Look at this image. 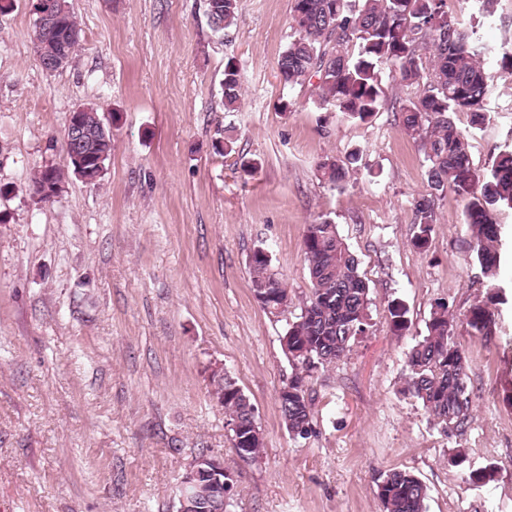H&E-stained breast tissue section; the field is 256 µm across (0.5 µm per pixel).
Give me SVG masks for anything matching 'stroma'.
I'll return each mask as SVG.
<instances>
[{
	"label": "stroma",
	"instance_id": "1",
	"mask_svg": "<svg viewBox=\"0 0 512 512\" xmlns=\"http://www.w3.org/2000/svg\"><path fill=\"white\" fill-rule=\"evenodd\" d=\"M69 2L83 40L51 75L37 62L31 0L0 13V512H176L201 449L232 474L236 512H381L377 483L391 469L426 484L428 512H512V211L497 216L503 302L486 340L465 325L488 282L461 198L437 197L427 251L410 243L414 202L429 188L390 104L420 87L384 78L386 106L360 122L320 110L309 88L284 86L277 61L292 0H239L221 40L203 0ZM448 8L478 16L484 43L512 44V0H494L487 16L472 0ZM230 57L242 68L235 112L220 91ZM485 67L490 121L476 131L468 113L454 116L479 171L512 146V76ZM82 104L112 129L106 169L91 184L68 174L55 200L34 201L27 184L61 163L67 116ZM227 134L236 153L224 158L212 145ZM353 152L356 170L333 188L319 163ZM321 217L360 261L371 328L309 378L316 434L305 440L279 411L292 372L285 319L255 300L248 261L267 249L289 297L305 299L302 240ZM441 297L473 390L461 436L401 391L405 354ZM395 298L408 309L403 336L391 327ZM218 365L256 407L259 463L226 439ZM459 448L467 461L455 466ZM489 465L493 480L467 482L469 469Z\"/></svg>",
	"mask_w": 512,
	"mask_h": 512
}]
</instances>
